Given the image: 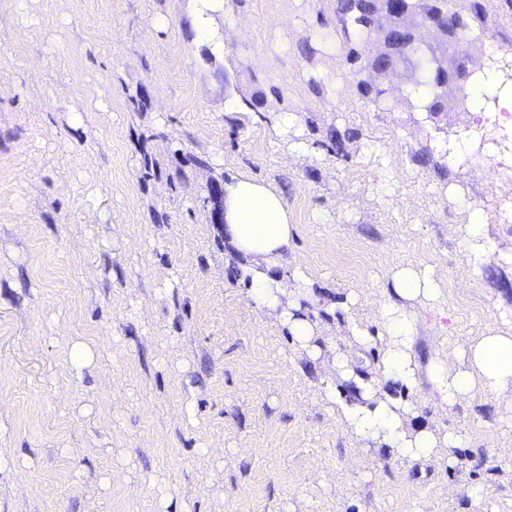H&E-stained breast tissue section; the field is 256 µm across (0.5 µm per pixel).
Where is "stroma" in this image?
<instances>
[{
    "label": "stroma",
    "mask_w": 512,
    "mask_h": 512,
    "mask_svg": "<svg viewBox=\"0 0 512 512\" xmlns=\"http://www.w3.org/2000/svg\"><path fill=\"white\" fill-rule=\"evenodd\" d=\"M341 5L224 0L214 51L189 0H0V512H512L511 391L411 395L418 423L462 436L453 456L368 446L324 399L329 375L251 303L213 222L208 189L228 175L281 191L325 347L353 341L323 300L353 294L373 322L397 264L441 290L411 306L419 363L512 332V267L473 269L459 229L483 210L512 254V170L476 146L437 156L470 113L452 91L443 112L412 109ZM448 7L470 56L512 55V0ZM287 111L308 154L259 120ZM77 339L94 350L80 374Z\"/></svg>",
    "instance_id": "stroma-1"
}]
</instances>
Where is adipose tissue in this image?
Here are the masks:
<instances>
[{
	"label": "adipose tissue",
	"instance_id": "adipose-tissue-1",
	"mask_svg": "<svg viewBox=\"0 0 512 512\" xmlns=\"http://www.w3.org/2000/svg\"><path fill=\"white\" fill-rule=\"evenodd\" d=\"M223 12L224 0H193L188 14L195 36L217 49L222 42L216 18ZM469 91L472 116L483 115L485 98L493 97L500 124L512 127V85L502 84L494 69L477 67ZM223 190L222 233L249 299L256 308L273 316L311 360L326 361L336 381L327 386L325 398L341 425L402 460L450 455L461 447L463 440L458 434L409 424L414 411L407 395L418 384V364L413 351L416 321L406 305L438 300L440 290L432 273L409 265L391 269L390 292L375 314L386 335L379 374H362L360 353L372 346L374 338L367 323L352 318V298L329 302L324 313L345 319L357 350L324 353L319 343V323L308 312L314 294L307 267L299 262L287 270L282 267L295 226L279 189L239 173L225 179ZM466 221L465 231L472 238L467 253L469 266L512 264V254L498 251L485 236L486 216L482 210H469ZM427 379L434 396L445 407L480 392L512 391V333L484 332L461 348L440 345L429 357Z\"/></svg>",
	"mask_w": 512,
	"mask_h": 512
}]
</instances>
